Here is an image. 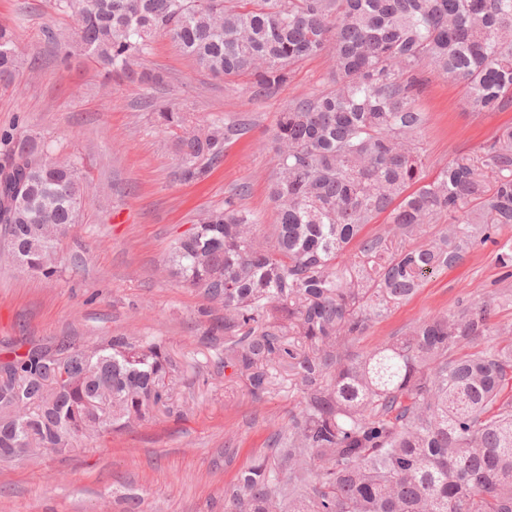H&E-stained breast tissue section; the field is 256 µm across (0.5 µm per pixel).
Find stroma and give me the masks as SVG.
<instances>
[{
	"instance_id": "35a3bbf8",
	"label": "stroma",
	"mask_w": 512,
	"mask_h": 512,
	"mask_svg": "<svg viewBox=\"0 0 512 512\" xmlns=\"http://www.w3.org/2000/svg\"><path fill=\"white\" fill-rule=\"evenodd\" d=\"M0 25L11 28L24 63L0 85V132L18 129L52 140L84 162L89 197L78 224L58 246L60 269L45 278L0 258V353L66 341L92 346L118 334L162 341L181 377L150 420L67 455L0 462V512H224V494L239 470L287 431L303 393L287 366L255 401L245 379L224 373L223 343L208 330L222 308L165 271L174 241L204 210L231 200L260 229L276 221L268 196L275 168L270 135L277 114L331 85L330 56L299 63L287 86L258 95L244 77L225 79L194 68L157 37L140 68L162 75L154 86L105 82L97 66L67 57L59 38L69 19L49 0H0ZM419 107L423 174L433 179L455 156L475 154L507 126L512 107L481 112L467 103L462 81L425 72ZM187 108L198 123H243L209 177L177 176L173 132L158 127L159 105ZM493 242L476 244L456 265L428 277L417 293L373 322L354 343L370 351L415 323L482 297L508 292L512 277L495 263ZM233 444V457L224 447Z\"/></svg>"
}]
</instances>
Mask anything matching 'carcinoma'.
I'll list each match as a JSON object with an SVG mask.
<instances>
[{"mask_svg": "<svg viewBox=\"0 0 512 512\" xmlns=\"http://www.w3.org/2000/svg\"><path fill=\"white\" fill-rule=\"evenodd\" d=\"M72 22L66 54L133 75L156 36L216 76L257 91L288 84L300 62L328 54L336 79L294 101L271 133L277 210L272 241L233 201L203 214L168 259L173 275L224 307V369L260 401L271 368L288 365L304 405L288 433L240 471L224 512H512V323L491 321L489 295L434 316L357 355L369 323L458 263L491 228L512 225V127L479 156L422 180L416 106L430 68L463 81L469 104L512 102V0H52ZM22 65L0 26V82ZM179 130V178L205 179L247 128L194 123L160 106ZM0 224L8 255L52 277L57 245L88 185L76 160L32 135L0 134ZM477 208L462 213L466 204ZM389 213L385 233L362 237ZM445 230L420 246L437 216ZM355 240L361 259L338 267ZM496 264L512 276V239ZM0 448L14 458L64 455L100 432L141 421L177 377L161 341L113 336L77 348L16 349L0 360Z\"/></svg>", "mask_w": 512, "mask_h": 512, "instance_id": "obj_1", "label": "carcinoma"}]
</instances>
